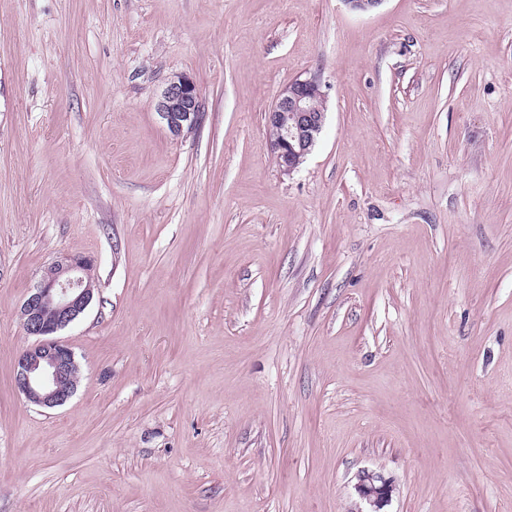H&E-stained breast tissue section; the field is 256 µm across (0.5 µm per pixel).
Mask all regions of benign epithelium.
I'll return each mask as SVG.
<instances>
[{
	"label": "benign epithelium",
	"mask_w": 512,
	"mask_h": 512,
	"mask_svg": "<svg viewBox=\"0 0 512 512\" xmlns=\"http://www.w3.org/2000/svg\"><path fill=\"white\" fill-rule=\"evenodd\" d=\"M325 99L316 80L296 78L280 90L266 113V125L274 131L270 149L283 173L296 171L315 145L325 123ZM200 108L196 84L182 73L167 80L156 104L161 120L175 137L197 123ZM91 267L92 261L80 255L49 264L22 306L23 326L36 340L18 357L14 384L35 405L62 406L77 388L74 352L54 334L85 313L93 295ZM355 492L366 506L359 512H381L392 497L394 483L380 470H363L357 475Z\"/></svg>",
	"instance_id": "1"
}]
</instances>
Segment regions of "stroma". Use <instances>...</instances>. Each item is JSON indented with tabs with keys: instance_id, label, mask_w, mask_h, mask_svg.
<instances>
[{
	"instance_id": "1",
	"label": "stroma",
	"mask_w": 512,
	"mask_h": 512,
	"mask_svg": "<svg viewBox=\"0 0 512 512\" xmlns=\"http://www.w3.org/2000/svg\"><path fill=\"white\" fill-rule=\"evenodd\" d=\"M74 254L45 409L19 311ZM364 469L386 512H512V0H0V512H355ZM201 101L198 88L186 74L172 75L166 82L156 104V110L168 131L180 136L186 127L194 126L199 118ZM325 99L316 80L297 78L280 90L266 113L269 133L274 130L270 149L284 174L296 171L315 145L325 123ZM91 267L92 261L80 255L52 262L22 306L23 326L36 340L18 357L14 384L35 405L62 406L77 388L74 352L54 334L85 313L94 290L88 274ZM354 488L360 502L368 508L356 512H382V507L390 501L395 489L393 480L381 470H362L357 475Z\"/></svg>"
}]
</instances>
